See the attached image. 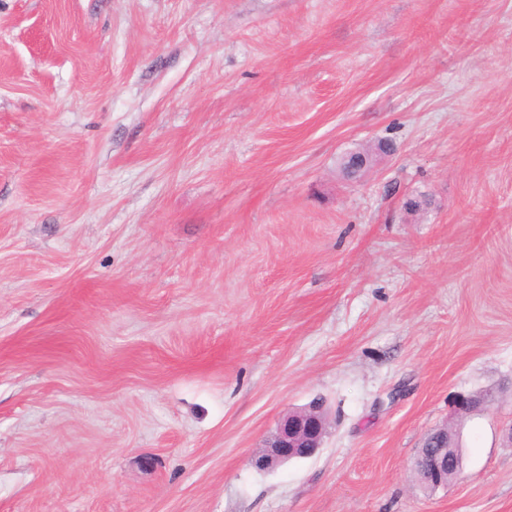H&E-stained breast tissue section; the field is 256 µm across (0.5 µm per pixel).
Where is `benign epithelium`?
Instances as JSON below:
<instances>
[{"instance_id":"obj_1","label":"benign epithelium","mask_w":512,"mask_h":512,"mask_svg":"<svg viewBox=\"0 0 512 512\" xmlns=\"http://www.w3.org/2000/svg\"><path fill=\"white\" fill-rule=\"evenodd\" d=\"M390 149L379 143L367 153L349 152L343 156L344 163L353 162L360 170H368L375 155H387ZM328 432V418L324 404L317 399L308 407L290 412L278 422L275 430L266 438L262 448L252 456L251 464L258 470L276 468L293 459L315 456L322 448ZM448 441V430H442L440 443L434 453L426 459V470L434 487L448 480V455L442 453Z\"/></svg>"}]
</instances>
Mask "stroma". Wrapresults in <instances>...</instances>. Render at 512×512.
<instances>
[{"mask_svg":"<svg viewBox=\"0 0 512 512\" xmlns=\"http://www.w3.org/2000/svg\"><path fill=\"white\" fill-rule=\"evenodd\" d=\"M0 512H512V0H0ZM328 432V418L320 399L308 407L290 412L278 422L262 448L252 456L251 464L258 470L276 468L293 459L315 456L322 448ZM443 428L438 448H435L434 453L429 454L425 462L428 476L435 488L447 486L448 484L445 483H447L448 474H453L456 469L455 464L448 466V455L443 454L441 450L444 448V443L448 441L447 427Z\"/></svg>","mask_w":512,"mask_h":512,"instance_id":"35a3bbf8","label":"stroma"}]
</instances>
